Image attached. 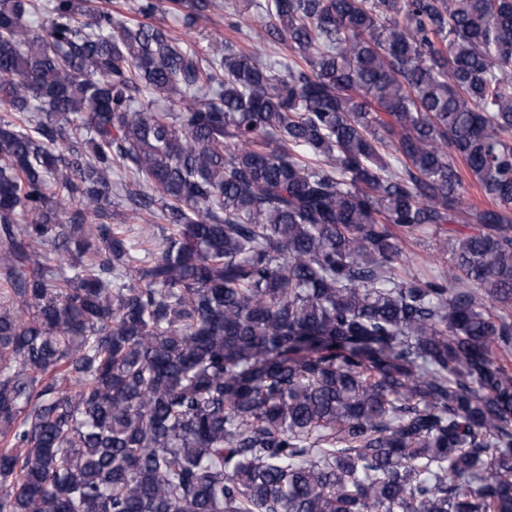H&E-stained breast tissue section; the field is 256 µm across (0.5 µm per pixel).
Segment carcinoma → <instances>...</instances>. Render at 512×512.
<instances>
[{
  "label": "carcinoma",
  "mask_w": 512,
  "mask_h": 512,
  "mask_svg": "<svg viewBox=\"0 0 512 512\" xmlns=\"http://www.w3.org/2000/svg\"><path fill=\"white\" fill-rule=\"evenodd\" d=\"M35 8L0 0V512H512V0H244L286 64ZM435 238L438 237L432 234L418 237V239L407 238L405 251L411 270L418 269L421 272H425L435 266L437 259H441V255L434 249Z\"/></svg>",
  "instance_id": "obj_1"
}]
</instances>
